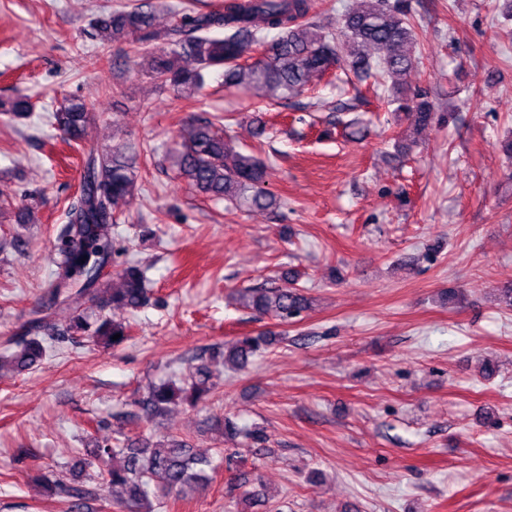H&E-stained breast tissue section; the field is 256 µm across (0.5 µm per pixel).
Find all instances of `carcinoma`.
<instances>
[{
  "label": "carcinoma",
  "instance_id": "carcinoma-1",
  "mask_svg": "<svg viewBox=\"0 0 512 512\" xmlns=\"http://www.w3.org/2000/svg\"><path fill=\"white\" fill-rule=\"evenodd\" d=\"M311 0H227L222 9L210 12L171 10L166 25L156 24V11L149 0L129 9H118L93 20L103 44L125 42L133 56L148 60L147 73L173 100L187 99L200 92L208 76L223 72L224 82L245 88L265 87L272 92L268 105L280 104L302 94L313 75L323 78L338 70L370 79L369 89L381 93L393 111L404 114L416 128L444 122L448 116L435 111L429 93L405 82L418 65L415 53L417 32L408 0H363L343 13L330 30L311 15ZM277 32L268 61L249 63L254 47ZM162 47L157 49L155 44ZM350 46L342 54L340 44ZM33 104L17 96L6 109L15 120L30 117ZM95 120L93 105L73 96L50 115L55 129L85 154L80 191L65 210L66 223L57 236L55 278L47 291L49 305L74 303L86 293L100 299L101 307L136 311L148 300L145 271L128 265L109 277L99 276L96 264L112 257V224L123 207L133 200L139 187L141 151L134 145L98 149L90 144L89 132ZM176 167L180 178L195 191L213 201L226 200L247 209H269L277 205L265 188L266 166L253 154L231 146V138L212 121H191L180 130ZM242 305L261 315L288 322L309 308V299L284 276L271 287L248 288L241 292ZM88 329L84 313L77 312L61 328L40 319L31 326L32 336H22L15 349L0 355V372L21 374L40 364L49 351L52 336L74 337ZM118 339H113L116 334ZM129 338V326L108 316L97 320L91 334L94 344L118 347ZM271 342L266 335L241 336L224 352V361L243 366L250 356ZM211 372L202 364L193 368L186 382H160L149 387L142 400L150 417L171 412L185 404L195 408L210 400ZM195 455L178 436L134 442L114 448L94 442L84 449L78 466L87 470L104 467V487L113 504L158 502L180 493L188 485H203L209 472L232 459ZM53 494L67 505L68 512H80L90 492L74 487L52 475L42 476Z\"/></svg>",
  "mask_w": 512,
  "mask_h": 512
}]
</instances>
